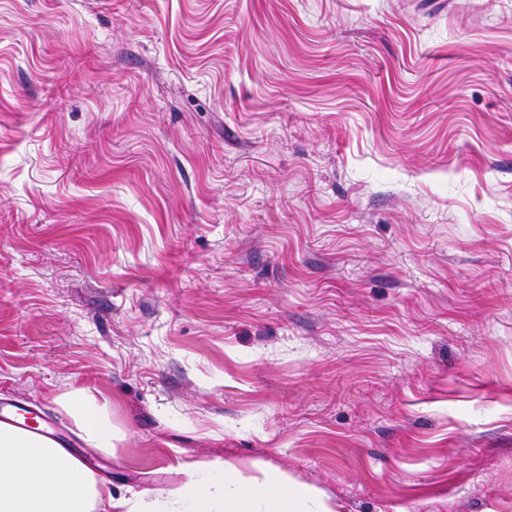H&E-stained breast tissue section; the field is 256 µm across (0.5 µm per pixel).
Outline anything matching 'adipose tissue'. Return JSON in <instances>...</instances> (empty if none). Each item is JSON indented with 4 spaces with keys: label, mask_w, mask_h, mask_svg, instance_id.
Wrapping results in <instances>:
<instances>
[{
    "label": "adipose tissue",
    "mask_w": 512,
    "mask_h": 512,
    "mask_svg": "<svg viewBox=\"0 0 512 512\" xmlns=\"http://www.w3.org/2000/svg\"><path fill=\"white\" fill-rule=\"evenodd\" d=\"M84 440L112 449L117 438L106 406L81 389L58 398ZM0 512H148L113 497L74 455L33 431L0 423ZM166 512H338L323 491L278 470L243 481L229 462L200 463L171 495Z\"/></svg>",
    "instance_id": "ef3b65f1"
}]
</instances>
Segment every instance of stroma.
<instances>
[{"mask_svg":"<svg viewBox=\"0 0 512 512\" xmlns=\"http://www.w3.org/2000/svg\"><path fill=\"white\" fill-rule=\"evenodd\" d=\"M0 402L152 512H512V0H0ZM60 409L73 421L84 440L96 448L112 450L118 439L105 405L83 389L72 390L58 398ZM159 512H338L323 491L292 480L279 470L261 481L245 482L236 466L199 463L190 479L171 494Z\"/></svg>","mask_w":512,"mask_h":512,"instance_id":"stroma-1","label":"stroma"}]
</instances>
